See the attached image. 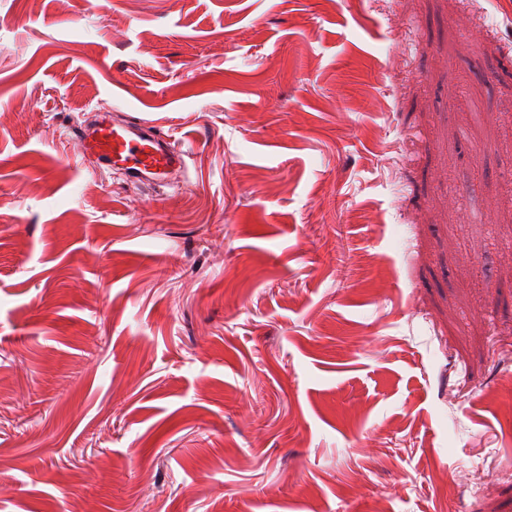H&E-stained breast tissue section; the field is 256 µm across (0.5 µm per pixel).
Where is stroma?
Instances as JSON below:
<instances>
[{
  "label": "stroma",
  "instance_id": "stroma-1",
  "mask_svg": "<svg viewBox=\"0 0 512 512\" xmlns=\"http://www.w3.org/2000/svg\"><path fill=\"white\" fill-rule=\"evenodd\" d=\"M314 501L512 512V0H0V512ZM108 112L112 107L97 113L93 124L74 126L72 141L83 162L159 185L186 166L187 154L171 135L133 121L112 122Z\"/></svg>",
  "mask_w": 512,
  "mask_h": 512
}]
</instances>
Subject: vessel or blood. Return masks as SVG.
<instances>
[{
  "instance_id": "obj_1",
  "label": "vessel or blood",
  "mask_w": 512,
  "mask_h": 512,
  "mask_svg": "<svg viewBox=\"0 0 512 512\" xmlns=\"http://www.w3.org/2000/svg\"><path fill=\"white\" fill-rule=\"evenodd\" d=\"M72 140L83 162L137 181L161 185L186 165V153L171 135L133 121L113 122L105 110L94 123L76 124Z\"/></svg>"
}]
</instances>
